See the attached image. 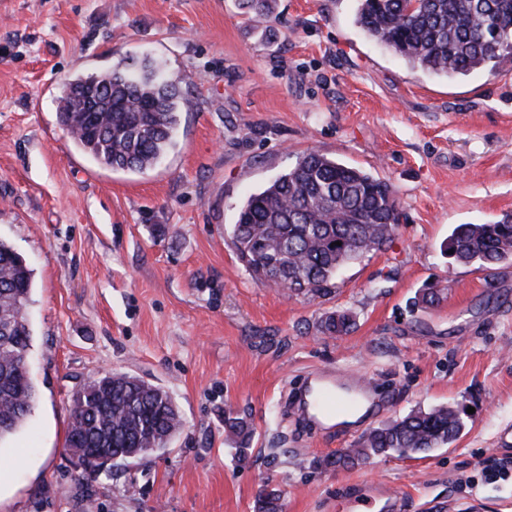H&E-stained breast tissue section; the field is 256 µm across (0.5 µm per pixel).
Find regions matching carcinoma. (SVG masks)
Returning <instances> with one entry per match:
<instances>
[{
    "instance_id": "carcinoma-1",
    "label": "carcinoma",
    "mask_w": 512,
    "mask_h": 512,
    "mask_svg": "<svg viewBox=\"0 0 512 512\" xmlns=\"http://www.w3.org/2000/svg\"><path fill=\"white\" fill-rule=\"evenodd\" d=\"M260 22L276 20L271 0H247ZM356 22L371 38L422 68L446 77L496 67L512 54V0H359ZM184 74L165 84L150 61H122L105 72L71 79L60 97L59 118L76 123L72 143L97 164L146 172L174 146L179 114L191 109L180 93ZM399 204L391 186L318 151L251 194L239 207L232 244L251 273L269 285L312 296L326 293L338 268L391 243ZM341 245H336V242ZM462 265L512 260V215L485 224H458L443 246ZM32 273L0 240V441L15 434L33 408L28 377L31 329L26 316ZM353 320L331 313L323 327L346 334ZM171 396L127 373L85 382L72 395L66 447L85 449L80 475L100 471L102 456L133 452L146 458L166 447L181 428ZM464 421L451 406L413 409L369 430L358 445L326 460L342 467L380 455L427 453L452 444ZM240 458L253 436L245 418H224ZM255 512H283L280 491L266 489Z\"/></svg>"
}]
</instances>
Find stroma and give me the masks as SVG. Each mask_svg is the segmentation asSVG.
I'll list each match as a JSON object with an SVG mask.
<instances>
[{"instance_id":"obj_1","label":"stroma","mask_w":512,"mask_h":512,"mask_svg":"<svg viewBox=\"0 0 512 512\" xmlns=\"http://www.w3.org/2000/svg\"><path fill=\"white\" fill-rule=\"evenodd\" d=\"M0 0V240L33 271L27 310L31 415L0 445V512H254L262 488L285 512H512V261L456 265L450 227L512 214V61L447 78L414 66L356 23L357 0ZM185 74L175 145L150 171L112 170L59 120L66 81L120 60ZM315 150L388 182L393 243L343 266L324 296L269 286L231 242L253 192ZM434 306L415 304L425 285ZM353 330L325 332L332 312ZM330 369L371 380L410 410L464 408L465 428L427 454L353 468L347 420H287V392ZM123 372L167 391L182 426L165 450L82 479L65 448L86 380ZM250 419L239 458L225 412Z\"/></svg>"}]
</instances>
